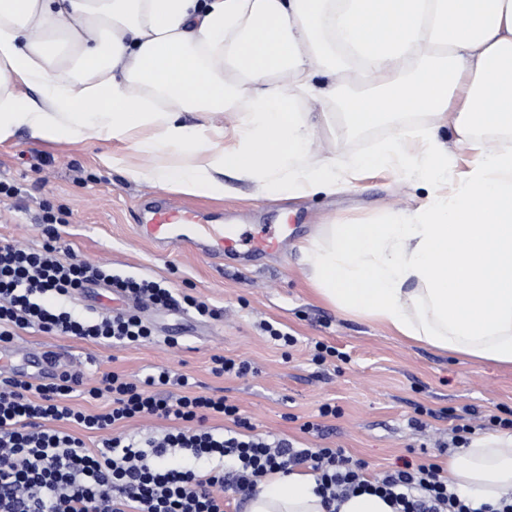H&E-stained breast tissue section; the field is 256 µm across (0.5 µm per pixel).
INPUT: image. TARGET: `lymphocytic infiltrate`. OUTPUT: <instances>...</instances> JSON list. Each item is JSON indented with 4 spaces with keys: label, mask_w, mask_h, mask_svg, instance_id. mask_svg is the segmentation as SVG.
<instances>
[{
    "label": "lymphocytic infiltrate",
    "mask_w": 512,
    "mask_h": 512,
    "mask_svg": "<svg viewBox=\"0 0 512 512\" xmlns=\"http://www.w3.org/2000/svg\"><path fill=\"white\" fill-rule=\"evenodd\" d=\"M47 239L26 248L0 239V342L29 328L107 344L150 341L151 327L135 312L91 317L77 309L76 292L102 284L164 309L186 304L209 314L191 295L175 299L171 289L146 278H123L102 264L80 258L59 242L57 218L48 213ZM188 376L161 369L132 382L102 373L94 386L81 374L35 384L21 378L0 382V512H224L226 494L250 497L268 474L309 467L326 512L359 492L388 498L395 512H512V495L473 505L449 488L435 463L412 465L366 479L364 462L341 448H301L259 435L227 398L190 392ZM108 399V411L90 414L73 397ZM170 421L162 435L107 437V430L136 418ZM226 418L230 427L209 426ZM102 433L98 447L84 433ZM183 456L172 465L173 452Z\"/></svg>",
    "instance_id": "obj_1"
}]
</instances>
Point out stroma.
<instances>
[{
    "instance_id": "stroma-1",
    "label": "stroma",
    "mask_w": 512,
    "mask_h": 512,
    "mask_svg": "<svg viewBox=\"0 0 512 512\" xmlns=\"http://www.w3.org/2000/svg\"><path fill=\"white\" fill-rule=\"evenodd\" d=\"M392 134L389 122L356 131L335 120L325 125L310 152L344 163ZM107 148L91 139L34 142L23 130L0 142V181L21 189L19 196L0 198V238L40 247L45 227L39 218L43 206H50L63 220L58 227L62 243L77 255L121 276L151 277L190 290L219 316L203 318L191 309L148 313L154 337L134 346L34 330L16 336V344L31 352L47 346L71 352L63 368L82 371L89 385L110 371L132 380L157 367L189 375L199 390L235 403L258 432L314 448L344 449L368 462L374 476L406 459L446 464L456 451L451 441L460 418L474 410L485 416L512 411V368L474 364L412 344L317 300L310 291L298 249L302 241L325 224H376L389 211H415L431 184L375 171L331 194L277 199L254 196L249 183L229 179L224 199L190 197L187 205L219 213L251 232L287 223L288 245L279 254L220 266L191 251H158L135 235L139 205L152 187L103 166L100 156ZM265 322L295 336L296 344L274 345L261 328ZM318 341L346 353V360L313 362ZM216 354L247 360L255 372L214 376L209 367ZM326 403L336 404L340 415L319 418ZM421 406L435 416L416 429L409 421ZM316 419L323 421L326 434L303 432V423Z\"/></svg>"
}]
</instances>
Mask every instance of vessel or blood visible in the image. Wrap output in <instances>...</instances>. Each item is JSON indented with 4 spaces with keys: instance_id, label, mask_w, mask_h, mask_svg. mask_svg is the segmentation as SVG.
<instances>
[{
    "instance_id": "b4317fda",
    "label": "vessel or blood",
    "mask_w": 512,
    "mask_h": 512,
    "mask_svg": "<svg viewBox=\"0 0 512 512\" xmlns=\"http://www.w3.org/2000/svg\"><path fill=\"white\" fill-rule=\"evenodd\" d=\"M136 230L141 238L161 249L186 247L204 258L219 261L242 245L252 253L276 254L288 242L287 229L249 236L236 226L213 223L210 214L173 200L145 203ZM60 360V353L53 349L37 353L13 346L0 349V370L11 374L20 372L22 364L27 363L35 367L37 374L45 375L56 370Z\"/></svg>"
}]
</instances>
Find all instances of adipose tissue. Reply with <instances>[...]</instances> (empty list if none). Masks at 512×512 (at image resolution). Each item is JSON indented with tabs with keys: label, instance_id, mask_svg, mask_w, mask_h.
<instances>
[{
	"label": "adipose tissue",
	"instance_id": "1",
	"mask_svg": "<svg viewBox=\"0 0 512 512\" xmlns=\"http://www.w3.org/2000/svg\"><path fill=\"white\" fill-rule=\"evenodd\" d=\"M344 58L366 93L342 96ZM412 112L438 122L404 124ZM334 114L398 126L340 165L309 153ZM442 126L475 152L449 193ZM21 128L110 143L101 161L128 181L196 198H223L228 176L261 197L330 193L370 168L428 182L415 213L301 243L310 284L407 340L512 366V0H0V141ZM447 469L457 493L496 502L512 431L473 438ZM315 488L304 471L269 477L245 512H324Z\"/></svg>",
	"mask_w": 512,
	"mask_h": 512
}]
</instances>
